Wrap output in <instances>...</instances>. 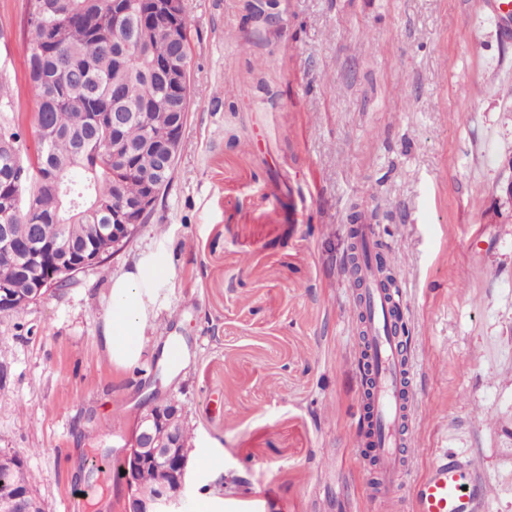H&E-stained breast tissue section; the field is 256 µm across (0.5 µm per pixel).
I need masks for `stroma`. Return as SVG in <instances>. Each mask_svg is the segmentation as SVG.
<instances>
[{"label":"stroma","instance_id":"35a3bbf8","mask_svg":"<svg viewBox=\"0 0 512 512\" xmlns=\"http://www.w3.org/2000/svg\"><path fill=\"white\" fill-rule=\"evenodd\" d=\"M184 0L191 100L173 179L126 248L19 316L0 314V453L44 512H66L145 393L192 438L187 500L216 512H375L351 445L358 411L346 263L353 221L401 260L417 382L415 472L448 448L512 512V21L497 0ZM26 0H0V123L36 138ZM237 40L225 39L226 31ZM166 236L173 288L145 350L106 359L112 276ZM264 499H257L260 490ZM159 350V361L164 364L170 371L179 370L187 360V351L185 347L176 341L169 340L161 346L156 345Z\"/></svg>","mask_w":512,"mask_h":512}]
</instances>
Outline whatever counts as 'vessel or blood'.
Returning a JSON list of instances; mask_svg holds the SVG:
<instances>
[{
    "instance_id": "b4317fda",
    "label": "vessel or blood",
    "mask_w": 512,
    "mask_h": 512,
    "mask_svg": "<svg viewBox=\"0 0 512 512\" xmlns=\"http://www.w3.org/2000/svg\"><path fill=\"white\" fill-rule=\"evenodd\" d=\"M354 246L362 281L354 299L360 325L356 369L361 422L354 446L360 468L369 474L366 493L380 512H475L476 480L463 455L440 451L422 476H410L417 394L404 336L405 300L401 289L388 284L387 271L376 258L382 251L395 263L399 254L371 224L356 225Z\"/></svg>"
}]
</instances>
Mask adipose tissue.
<instances>
[{"instance_id": "ef3b65f1", "label": "adipose tissue", "mask_w": 512, "mask_h": 512, "mask_svg": "<svg viewBox=\"0 0 512 512\" xmlns=\"http://www.w3.org/2000/svg\"><path fill=\"white\" fill-rule=\"evenodd\" d=\"M171 286L172 266L163 238L113 274L108 308L102 316L101 339L114 367L126 372L139 369L147 332L164 308Z\"/></svg>"}]
</instances>
